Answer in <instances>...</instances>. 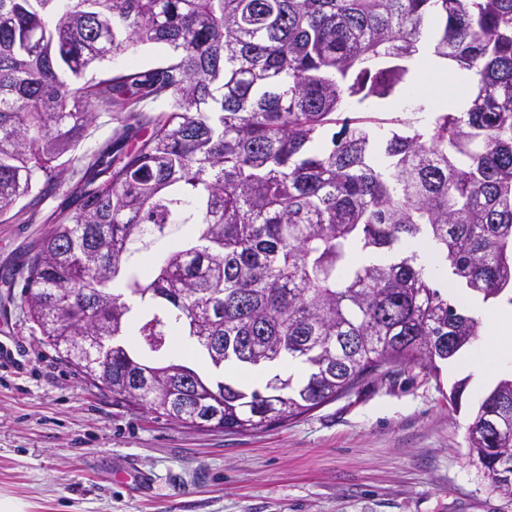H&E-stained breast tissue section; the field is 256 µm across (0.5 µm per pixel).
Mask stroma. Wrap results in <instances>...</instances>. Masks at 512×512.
Instances as JSON below:
<instances>
[{
	"label": "stroma",
	"instance_id": "35a3bbf8",
	"mask_svg": "<svg viewBox=\"0 0 512 512\" xmlns=\"http://www.w3.org/2000/svg\"><path fill=\"white\" fill-rule=\"evenodd\" d=\"M56 207L0 223V277L38 247ZM20 294L0 285V512H512L467 445L485 393L468 362L395 368L281 426L200 432L82 383ZM129 463L145 483L121 480Z\"/></svg>",
	"mask_w": 512,
	"mask_h": 512
}]
</instances>
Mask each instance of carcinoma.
<instances>
[{
    "mask_svg": "<svg viewBox=\"0 0 512 512\" xmlns=\"http://www.w3.org/2000/svg\"><path fill=\"white\" fill-rule=\"evenodd\" d=\"M427 33L473 80L467 111L343 115L405 83ZM150 44L168 48L159 65L88 75ZM102 114L115 140L89 157ZM60 195L8 282L116 406L198 430L218 404L211 430L245 433L389 365L437 376L479 321L399 246L428 245L460 287L512 305V0H0V221ZM183 224L196 235L140 262ZM174 335L216 370L306 371L278 389L211 380L162 353ZM486 420L468 445L511 497L512 378L474 412Z\"/></svg>",
    "mask_w": 512,
    "mask_h": 512,
    "instance_id": "1",
    "label": "carcinoma"
}]
</instances>
